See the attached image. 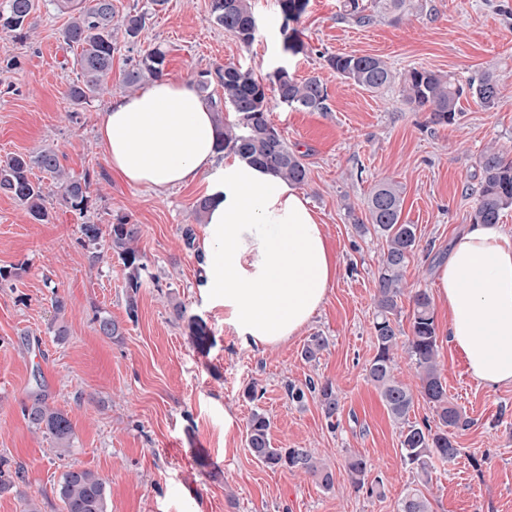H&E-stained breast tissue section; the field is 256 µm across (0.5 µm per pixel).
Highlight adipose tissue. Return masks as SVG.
Listing matches in <instances>:
<instances>
[{
  "label": "adipose tissue",
  "mask_w": 512,
  "mask_h": 512,
  "mask_svg": "<svg viewBox=\"0 0 512 512\" xmlns=\"http://www.w3.org/2000/svg\"><path fill=\"white\" fill-rule=\"evenodd\" d=\"M98 139L129 184L204 183L205 295L240 343L274 346L309 323L336 274L323 227L280 178L238 160L219 163L213 112L192 81L168 77L112 101ZM435 290L448 310V342L472 378L512 385V234L469 225L439 266Z\"/></svg>",
  "instance_id": "1"
}]
</instances>
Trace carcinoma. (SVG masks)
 <instances>
[{"instance_id":"carcinoma-1","label":"carcinoma","mask_w":512,"mask_h":512,"mask_svg":"<svg viewBox=\"0 0 512 512\" xmlns=\"http://www.w3.org/2000/svg\"><path fill=\"white\" fill-rule=\"evenodd\" d=\"M404 0H374L366 5L360 0H346V15L358 24L373 20V11H398ZM63 7L70 11V19L63 31V41L72 50H79L75 62L80 67L81 80L72 85L70 96L77 102L98 94L107 84L112 70V54L118 36L127 44L137 42L146 23V13H129L124 17L123 30L113 27L112 0H66ZM36 0H8L7 11H0V32L24 38L23 30ZM211 18L224 29L233 32L239 41L248 45L255 39L254 16L249 0H211ZM328 66L345 79L367 91H378L395 80L386 63L375 56L352 54L327 58ZM166 65V52L154 48L138 56L126 74V85L137 86L143 79H159ZM408 103L430 112L431 122L451 124L462 112L460 100L469 97L484 108L494 107L499 99V81L490 73H482L467 86L425 68H414L401 78ZM222 89V96L210 100L219 146L240 161L258 166L290 185H301L308 179V169L301 157L288 147L280 132L268 119L266 84L247 69L233 63L217 66L198 74L197 87L208 90L211 85ZM280 101L289 107L308 112L328 110L327 93L316 77L295 78L288 70L270 76ZM236 114L233 123L224 120V110ZM481 180L477 203L472 215L474 224H497L503 210L512 207V159L499 150L483 151L478 161ZM49 173L59 184L65 203L78 212L83 222L80 233L84 243L97 245L108 237L113 254L128 270L127 297L129 314L137 308V294L142 286L141 271L146 265L133 247L137 228L120 218L103 230L87 212L90 203L92 178L85 173L75 178L65 173L59 156L53 150H43L35 156H12L0 163V192L24 205L36 221L48 217L43 187L29 178L32 167ZM403 189L393 182H381L368 200L370 224L376 234L385 240L386 248L378 266L376 315L373 322V343L376 353L367 368L369 381L380 391L389 416L404 425L401 457L405 465L420 476L429 474L432 459L452 461L457 457L453 430L461 424L460 411L448 403L447 387L439 371L440 346L432 300L419 290L412 297L411 332L401 339V330L393 316L398 314V299L402 294L404 269L417 247L416 229L402 221ZM189 336L198 346L209 340L205 324L195 318L188 320ZM406 346L420 380L421 394L432 404L439 425L432 426L409 420L414 409L413 393L393 375L395 352ZM326 338L316 334L303 348L308 360L316 359L325 348ZM317 395L325 417L333 421L338 410L336 390L332 383L309 382L306 388L290 386L288 396L301 402L306 393ZM24 417L36 429L50 435L58 445L56 452L64 456L71 451L74 428L67 413L47 404L37 394L32 402L22 407ZM271 422L262 412L251 414L246 428V442L251 454L270 468L289 472H303L317 478L324 488L333 485V475L321 467L311 448H274L270 441ZM347 470L354 484L361 488L368 472V461L358 455L347 459ZM60 497L66 512H108L107 484L96 473L72 467L62 475ZM401 512H432L431 503L419 488L412 489L402 501Z\"/></svg>"}]
</instances>
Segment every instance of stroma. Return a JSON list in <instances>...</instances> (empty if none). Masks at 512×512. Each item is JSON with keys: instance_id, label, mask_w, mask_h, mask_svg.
Masks as SVG:
<instances>
[{"instance_id": "stroma-1", "label": "stroma", "mask_w": 512, "mask_h": 512, "mask_svg": "<svg viewBox=\"0 0 512 512\" xmlns=\"http://www.w3.org/2000/svg\"><path fill=\"white\" fill-rule=\"evenodd\" d=\"M344 0H309L293 27L305 45L284 53L279 0H250L257 24L251 45L213 22L210 0H112L116 19L132 10L148 21L135 47L118 43L107 92L83 103L69 91L79 73L62 33L69 20L41 0L24 39L0 33V161L55 151L67 172L93 178L91 218L108 225L126 218L146 265L137 315L127 311L126 271L84 244L81 220L49 175L32 169L48 192L49 218L34 221L25 206L0 194V463L22 465L23 482L0 493V512H21L22 498L42 512H64L62 474L86 468L108 486V512H398L418 487L433 512H512V385L474 381L448 343V320L436 312L439 369L448 400L467 419L456 430L454 461H434L421 484L401 459V424L388 415L366 369L375 355L376 277L384 246L367 223L373 188L393 181L404 189L402 219L415 225L419 246L404 272L398 321L409 332L411 297L433 291L435 269L455 233L471 222L488 146L512 157V0H406L398 19L384 13L360 25L343 16ZM167 52L165 76L196 79L235 63L265 78L288 67L296 78L319 77L328 109L306 112L268 95V119L309 172L299 190L318 214L336 255V278L322 307L296 336L276 346L246 347L207 303L201 278L206 225L196 205L202 185L155 190L113 176L98 140L109 103L132 95L125 74L140 52ZM382 58L395 75L426 68L468 83L482 72L499 80L500 100L483 108L462 100L455 123H432L429 112L405 103L402 86L369 92L336 74L334 54ZM193 228L186 241L185 228ZM104 253L95 262L92 252ZM61 299L63 310L53 301ZM116 321L120 336L96 330L95 318ZM210 331L194 346L188 318ZM64 339H57L58 327ZM321 334L327 347L308 361L302 350ZM330 381L338 397L327 421L314 396L300 403L289 386ZM256 387V399L245 395ZM43 392L70 417L69 455L32 428L22 407ZM271 421L276 448H311L333 475L274 470L246 447L253 411ZM234 424L225 427V415ZM365 457L374 492L356 490L345 461Z\"/></svg>"}]
</instances>
